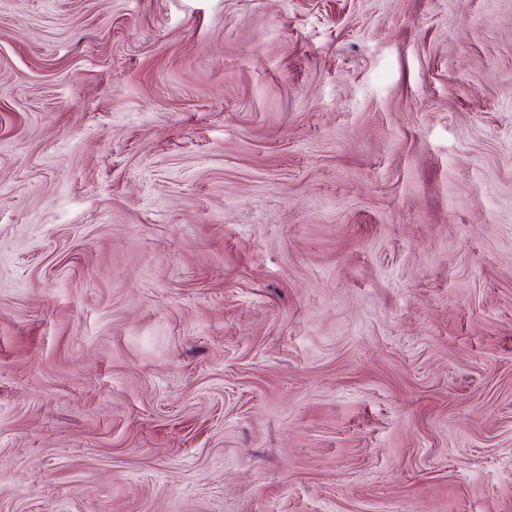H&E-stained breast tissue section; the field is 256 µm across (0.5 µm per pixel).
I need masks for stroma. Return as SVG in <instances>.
Masks as SVG:
<instances>
[{
	"mask_svg": "<svg viewBox=\"0 0 512 512\" xmlns=\"http://www.w3.org/2000/svg\"><path fill=\"white\" fill-rule=\"evenodd\" d=\"M0 512H512V0H0Z\"/></svg>",
	"mask_w": 512,
	"mask_h": 512,
	"instance_id": "1",
	"label": "stroma"
}]
</instances>
